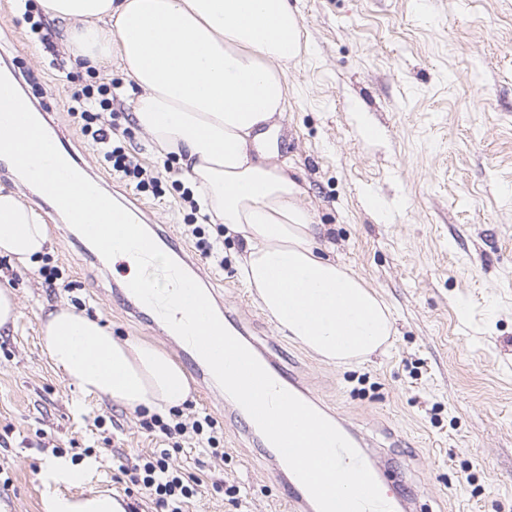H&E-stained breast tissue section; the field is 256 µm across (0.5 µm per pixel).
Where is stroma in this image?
Wrapping results in <instances>:
<instances>
[{"instance_id":"1","label":"stroma","mask_w":512,"mask_h":512,"mask_svg":"<svg viewBox=\"0 0 512 512\" xmlns=\"http://www.w3.org/2000/svg\"><path fill=\"white\" fill-rule=\"evenodd\" d=\"M290 3L302 53L286 71L277 159L306 188L326 247L393 314L389 348L361 363H327L275 328L237 275L241 238L216 224L191 235L180 167L159 159L125 96L112 103V124L160 183L111 178L68 107L74 88L124 77L113 65L87 71L68 60L55 22L32 29L44 14L39 0L25 10L0 0V70L35 110H49L104 191L145 206L142 225L170 227L248 336L389 462L392 500L414 495L415 512H512V0ZM0 189L21 191L49 237L40 264L0 257L18 302L15 325L0 331V512H42L46 496L95 492L153 510L121 470L172 442L148 429L146 413L83 396L50 366L40 328L62 303L115 336L163 347L188 370L192 398L180 418L216 419L224 459L214 461L201 438L173 451L171 464L201 481L185 512H284L287 486L259 441L228 421L230 396L201 384L179 337L152 315L133 317L115 293L134 267L105 261L11 168L0 169ZM373 196L381 209L370 207ZM201 239L221 242L223 266L205 258ZM44 263L57 269L54 286L40 275ZM72 465L82 483L65 481Z\"/></svg>"}]
</instances>
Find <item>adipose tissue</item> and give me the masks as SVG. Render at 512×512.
Instances as JSON below:
<instances>
[{"label":"adipose tissue","instance_id":"adipose-tissue-1","mask_svg":"<svg viewBox=\"0 0 512 512\" xmlns=\"http://www.w3.org/2000/svg\"><path fill=\"white\" fill-rule=\"evenodd\" d=\"M74 58L117 64L137 126L175 158L200 214L239 236V277L277 329L333 364L368 359L394 327L378 293L321 254L324 231L287 164L261 145L285 112L286 70L300 54L289 0H40ZM43 216L0 191V256L37 263ZM41 338L52 368L86 396L162 416L191 395L185 371L145 340L119 339L67 305ZM44 512H125L111 495L48 497Z\"/></svg>","mask_w":512,"mask_h":512}]
</instances>
